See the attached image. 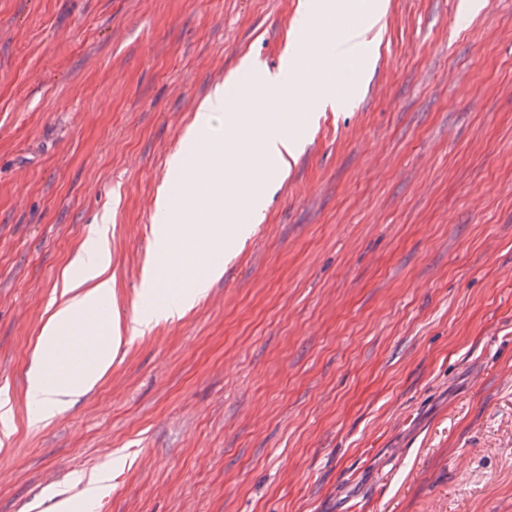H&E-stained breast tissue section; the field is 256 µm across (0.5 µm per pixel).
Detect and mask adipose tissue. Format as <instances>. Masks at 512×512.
Segmentation results:
<instances>
[{"label":"adipose tissue","instance_id":"ef3b65f1","mask_svg":"<svg viewBox=\"0 0 512 512\" xmlns=\"http://www.w3.org/2000/svg\"><path fill=\"white\" fill-rule=\"evenodd\" d=\"M386 14L384 0H302L300 27L323 23L335 33V53L326 57L334 67L363 55L369 48L367 32ZM301 62V46L288 45L283 70L272 73L251 59L242 66L250 72L253 106L243 111L239 95L215 85L199 103L185 132L195 147V160L174 154L170 166L181 186L180 194L160 188L155 208L164 218L153 225L155 255L145 272V304L136 306L128 322L114 319L108 311L114 295L112 254L109 247L111 215H104L89 239L73 256L62 276L54 308L42 326L34 356L37 367L27 377L25 399L28 424H48L92 390L112 367V354L123 337L142 336L160 323L182 318L224 274L225 225L246 237L252 225L264 219V187L246 184L237 168L255 169L264 179L288 171L296 157L301 133L315 113L345 105L338 91L324 89L301 114L271 107L270 102L289 83L288 72ZM222 116L225 141L211 135L215 116ZM191 197L203 212L206 224L197 229L181 203ZM92 335L78 358L62 356L66 336Z\"/></svg>","mask_w":512,"mask_h":512}]
</instances>
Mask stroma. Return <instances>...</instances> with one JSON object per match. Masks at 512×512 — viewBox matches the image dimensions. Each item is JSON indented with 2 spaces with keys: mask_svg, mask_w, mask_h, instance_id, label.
I'll return each mask as SVG.
<instances>
[{
  "mask_svg": "<svg viewBox=\"0 0 512 512\" xmlns=\"http://www.w3.org/2000/svg\"><path fill=\"white\" fill-rule=\"evenodd\" d=\"M461 3L388 0L223 277L34 429L71 256L111 210L128 320L170 156L299 0H0V512L100 471L87 512H512V0ZM15 404L8 389L0 392V447L7 445L15 432Z\"/></svg>",
  "mask_w": 512,
  "mask_h": 512,
  "instance_id": "stroma-1",
  "label": "stroma"
}]
</instances>
